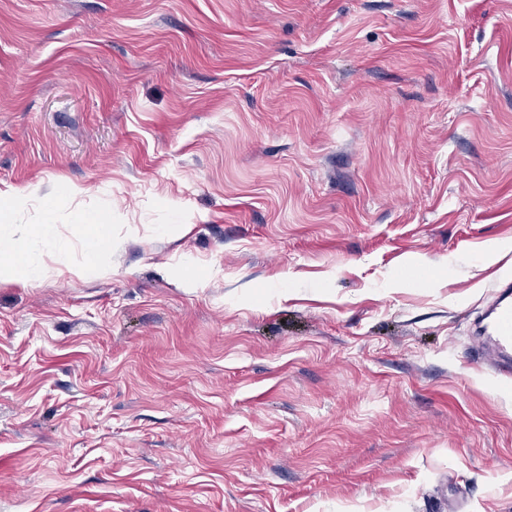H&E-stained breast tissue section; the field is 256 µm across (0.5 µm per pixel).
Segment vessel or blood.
I'll return each instance as SVG.
<instances>
[{"label": "vessel or blood", "mask_w": 512, "mask_h": 512, "mask_svg": "<svg viewBox=\"0 0 512 512\" xmlns=\"http://www.w3.org/2000/svg\"><path fill=\"white\" fill-rule=\"evenodd\" d=\"M473 362L501 378L512 377V283L498 285L494 300L476 328Z\"/></svg>", "instance_id": "obj_1"}]
</instances>
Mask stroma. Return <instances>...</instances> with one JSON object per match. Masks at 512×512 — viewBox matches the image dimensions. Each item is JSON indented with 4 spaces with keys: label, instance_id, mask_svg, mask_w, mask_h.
<instances>
[{
    "label": "stroma",
    "instance_id": "obj_1",
    "mask_svg": "<svg viewBox=\"0 0 512 512\" xmlns=\"http://www.w3.org/2000/svg\"><path fill=\"white\" fill-rule=\"evenodd\" d=\"M1 224L0 512H512V0H0ZM76 228L86 241L89 265L92 269L109 273L112 270V224L101 215L80 218ZM52 244V225L30 224L23 234L14 239L9 250H0V277H11L16 269L17 256L21 255V263L27 277L31 280L42 278L46 275L44 266H40L33 257L32 248L35 244ZM512 282L497 286L488 314L476 328L471 355L481 369L501 378L512 377Z\"/></svg>",
    "mask_w": 512,
    "mask_h": 512
}]
</instances>
